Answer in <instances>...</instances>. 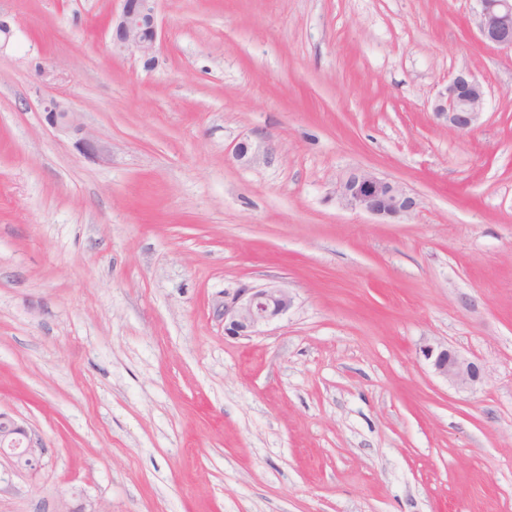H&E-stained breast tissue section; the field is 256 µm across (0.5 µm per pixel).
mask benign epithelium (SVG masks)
<instances>
[{"instance_id":"benign-epithelium-1","label":"benign epithelium","mask_w":512,"mask_h":512,"mask_svg":"<svg viewBox=\"0 0 512 512\" xmlns=\"http://www.w3.org/2000/svg\"><path fill=\"white\" fill-rule=\"evenodd\" d=\"M121 12L110 21L112 48L119 53H137L150 57L156 49L159 23L158 0H121ZM476 26L481 40L489 46L512 52V0H476ZM485 90L469 71L455 75L439 92L433 114L448 127L465 133L480 121ZM44 111L54 124L71 128L75 112L57 100L45 102ZM336 196L347 207L366 212L379 219L400 218L411 214L417 200L401 184L372 172L355 169L336 186ZM295 297L282 285L271 282L259 288H239L224 297L214 311L231 336L249 337L260 328L286 314ZM422 355L433 372L459 391H468L485 382L484 366L442 343H428ZM45 445L13 415L0 410V452L21 458L28 469L36 468Z\"/></svg>"}]
</instances>
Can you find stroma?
<instances>
[{
  "instance_id": "stroma-1",
  "label": "stroma",
  "mask_w": 512,
  "mask_h": 512,
  "mask_svg": "<svg viewBox=\"0 0 512 512\" xmlns=\"http://www.w3.org/2000/svg\"><path fill=\"white\" fill-rule=\"evenodd\" d=\"M120 7L0 0V409L46 445L0 512H512V53L475 0H159L149 60ZM356 168L418 209L345 207ZM270 282L294 307L226 335ZM484 100L482 83L470 71H462L438 93L433 114L448 127L465 133L479 123ZM295 297L281 284L268 283L259 288H238L214 311L224 321V331L231 336L249 337L260 328L286 314L294 306ZM422 355L433 372L459 391L473 390L487 378L484 366L442 343L423 346Z\"/></svg>"
}]
</instances>
